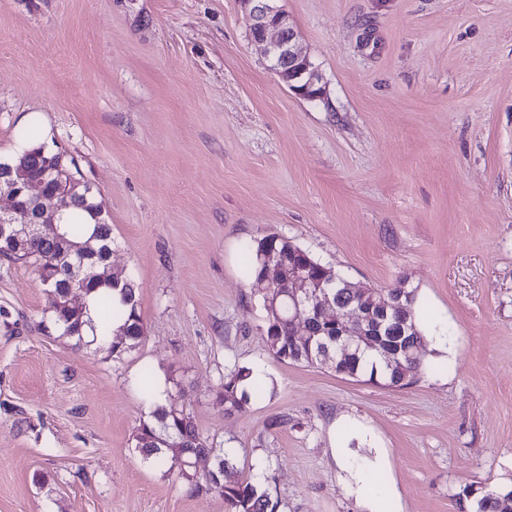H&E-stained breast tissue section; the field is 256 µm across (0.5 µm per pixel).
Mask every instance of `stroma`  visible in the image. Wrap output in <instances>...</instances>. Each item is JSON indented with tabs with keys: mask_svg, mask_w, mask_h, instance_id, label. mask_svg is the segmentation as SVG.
<instances>
[{
	"mask_svg": "<svg viewBox=\"0 0 512 512\" xmlns=\"http://www.w3.org/2000/svg\"><path fill=\"white\" fill-rule=\"evenodd\" d=\"M324 89L269 69L242 0H0V161L43 112L112 226L144 335L118 359L47 331L32 263L0 256V512H226L145 461L144 377L281 512H360L331 452L385 449L375 491L461 512L512 487V0H277ZM276 234L357 286L405 281L425 371L388 388L274 358L245 246ZM265 394L225 413L231 365ZM46 473L40 486L33 475ZM459 501L463 507L466 501L471 512H503L508 509L506 503L512 502V489H486L471 483L463 488Z\"/></svg>",
	"mask_w": 512,
	"mask_h": 512,
	"instance_id": "stroma-1",
	"label": "stroma"
}]
</instances>
